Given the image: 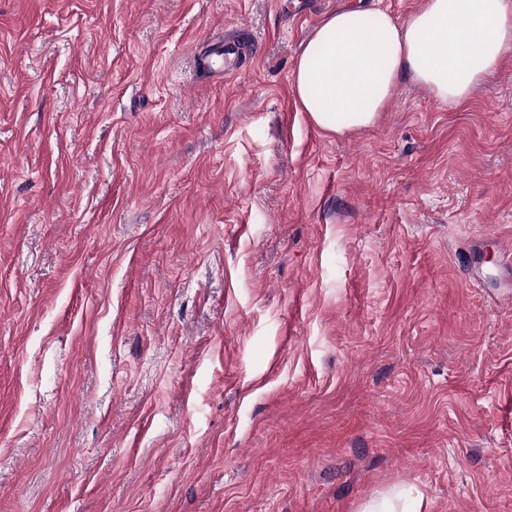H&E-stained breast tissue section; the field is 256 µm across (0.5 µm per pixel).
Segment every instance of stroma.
Segmentation results:
<instances>
[{
	"instance_id": "35a3bbf8",
	"label": "stroma",
	"mask_w": 512,
	"mask_h": 512,
	"mask_svg": "<svg viewBox=\"0 0 512 512\" xmlns=\"http://www.w3.org/2000/svg\"><path fill=\"white\" fill-rule=\"evenodd\" d=\"M300 3L0 0V512H512V54L329 135L313 28L421 0Z\"/></svg>"
}]
</instances>
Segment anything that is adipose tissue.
<instances>
[{
    "instance_id": "1",
    "label": "adipose tissue",
    "mask_w": 512,
    "mask_h": 512,
    "mask_svg": "<svg viewBox=\"0 0 512 512\" xmlns=\"http://www.w3.org/2000/svg\"><path fill=\"white\" fill-rule=\"evenodd\" d=\"M512 54V0H422L406 21L340 9L304 42L292 84L309 122L343 134L373 126L403 79L459 106Z\"/></svg>"
}]
</instances>
